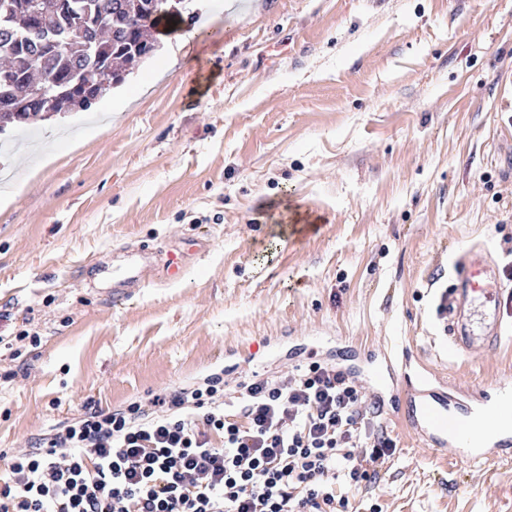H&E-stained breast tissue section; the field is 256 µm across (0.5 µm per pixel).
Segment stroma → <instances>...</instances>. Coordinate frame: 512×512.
I'll return each instance as SVG.
<instances>
[{"label":"stroma","instance_id":"stroma-1","mask_svg":"<svg viewBox=\"0 0 512 512\" xmlns=\"http://www.w3.org/2000/svg\"><path fill=\"white\" fill-rule=\"evenodd\" d=\"M179 37L87 111L38 122L39 152H0V467L83 413L204 382L285 374L311 349L350 371L391 356L463 396L512 389L500 345L443 349L457 259L512 262V0H191ZM205 12L206 29L193 16ZM173 252L116 307L123 251ZM397 443L354 512H512V459Z\"/></svg>","mask_w":512,"mask_h":512}]
</instances>
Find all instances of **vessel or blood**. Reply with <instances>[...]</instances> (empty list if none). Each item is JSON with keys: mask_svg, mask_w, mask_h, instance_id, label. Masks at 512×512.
<instances>
[{"mask_svg": "<svg viewBox=\"0 0 512 512\" xmlns=\"http://www.w3.org/2000/svg\"><path fill=\"white\" fill-rule=\"evenodd\" d=\"M162 265L169 275L179 271L173 256L143 246L133 253L116 278L113 302L135 295L145 285L149 268ZM484 251L465 256L456 284L441 301L439 321L445 345L459 353L494 347L502 333V291ZM370 397L404 414L425 444L449 457L479 462L493 456L512 458V390L499 388L477 399H461L453 387H435L423 380L395 388L390 380L364 375Z\"/></svg>", "mask_w": 512, "mask_h": 512, "instance_id": "b4317fda", "label": "vessel or blood"}]
</instances>
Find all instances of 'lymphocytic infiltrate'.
Masks as SVG:
<instances>
[{
	"mask_svg": "<svg viewBox=\"0 0 512 512\" xmlns=\"http://www.w3.org/2000/svg\"><path fill=\"white\" fill-rule=\"evenodd\" d=\"M220 383L120 410L90 406L15 449L0 474V512H350L337 480L363 490L397 450L373 423L379 406L336 364L254 376L240 386L236 421Z\"/></svg>",
	"mask_w": 512,
	"mask_h": 512,
	"instance_id": "1",
	"label": "lymphocytic infiltrate"
}]
</instances>
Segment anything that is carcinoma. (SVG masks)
Here are the masks:
<instances>
[{
	"label": "carcinoma",
	"instance_id": "cac0c4a2",
	"mask_svg": "<svg viewBox=\"0 0 512 512\" xmlns=\"http://www.w3.org/2000/svg\"><path fill=\"white\" fill-rule=\"evenodd\" d=\"M29 0H0V125L23 127L38 112L55 115L86 111L92 103L73 88L77 75L95 77L104 70L125 73L130 57L151 56L155 23L137 27L130 20L148 10V0H41L39 13ZM94 15L107 24L104 36L88 25ZM38 57L32 68L29 57ZM42 80L56 85L50 99H38L29 86Z\"/></svg>",
	"mask_w": 512,
	"mask_h": 512
}]
</instances>
